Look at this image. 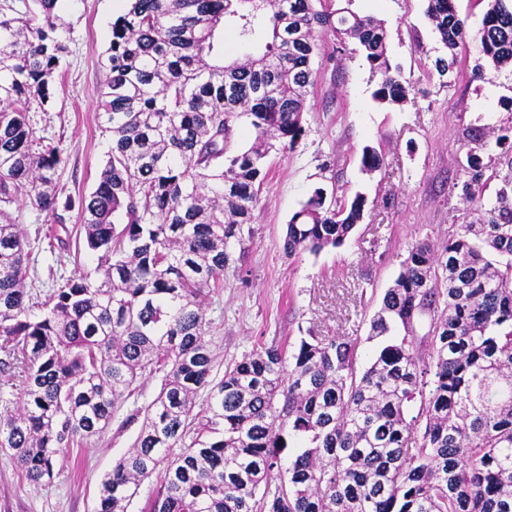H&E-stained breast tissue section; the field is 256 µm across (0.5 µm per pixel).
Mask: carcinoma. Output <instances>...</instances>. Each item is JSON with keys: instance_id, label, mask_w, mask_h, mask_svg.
<instances>
[{"instance_id": "carcinoma-1", "label": "carcinoma", "mask_w": 512, "mask_h": 512, "mask_svg": "<svg viewBox=\"0 0 512 512\" xmlns=\"http://www.w3.org/2000/svg\"><path fill=\"white\" fill-rule=\"evenodd\" d=\"M59 2L0 3V387L14 389L0 390V449L22 475L52 481L61 456L102 438L159 377L124 421L141 425L100 481L98 512H128L152 475L148 512H512V134L498 136L511 143L503 176L482 162L483 134L468 135L463 188L480 216L440 252L408 248L370 320L379 346L367 369L356 368L358 337L311 333L290 355L256 347L217 381L205 289L244 257L270 154L304 135L316 34L357 40L378 77L373 100L396 107L408 88L386 31L353 0H128L100 62L108 158L94 190L73 196L55 190L61 150L29 117L52 101L69 53ZM426 16L447 50L432 64L444 78L465 21L454 0H427ZM228 23L248 46L264 39L263 53L226 58ZM478 51L512 66V0H488ZM239 120L249 146L234 142ZM15 204L59 223L64 249L63 213L77 211L94 272L33 300ZM365 204L315 189L284 252L342 245Z\"/></svg>"}]
</instances>
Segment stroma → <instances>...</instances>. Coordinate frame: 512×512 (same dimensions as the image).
I'll list each match as a JSON object with an SVG mask.
<instances>
[{
	"label": "stroma",
	"mask_w": 512,
	"mask_h": 512,
	"mask_svg": "<svg viewBox=\"0 0 512 512\" xmlns=\"http://www.w3.org/2000/svg\"><path fill=\"white\" fill-rule=\"evenodd\" d=\"M454 5L466 23V37L457 49V72L442 80L431 73L443 47L424 15L425 0H354V11L381 20L387 30V55L409 89L407 102L396 109L373 102L369 65L353 41L319 36L323 61L308 95L304 135L294 150L271 156L245 255L211 295L208 339L216 354L215 374L258 343L290 348L310 332L360 337L358 366L368 367L377 349L369 321L409 246L421 241L441 246L471 220L461 144L472 129L512 128V69L488 66L482 79H472L475 37L486 6L481 0H454ZM126 7V0H63L58 12L69 55L56 78L54 102L31 118L43 135L58 141L60 185L74 196L93 191L107 159L110 141L99 118L105 74L99 62L110 25ZM367 146L384 158L372 172L361 166ZM318 187L348 198L363 194L364 217L339 247L287 255L286 225ZM11 213L27 242L35 292L46 293L54 278L95 267L97 257L84 245L78 213L65 216L71 233L66 251L52 246L46 214L25 205L13 206ZM159 386L156 379L146 382L139 396L118 409L117 424L104 438L60 458L52 482L29 483L9 452L0 450V512H96L101 479L134 439L133 429L118 423L147 405Z\"/></svg>",
	"instance_id": "stroma-1"
}]
</instances>
